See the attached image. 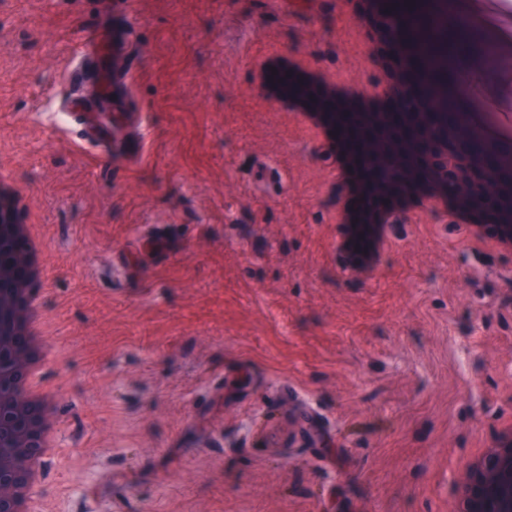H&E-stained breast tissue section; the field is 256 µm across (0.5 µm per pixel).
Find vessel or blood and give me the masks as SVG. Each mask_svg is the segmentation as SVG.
Masks as SVG:
<instances>
[{
	"label": "vessel or blood",
	"mask_w": 512,
	"mask_h": 512,
	"mask_svg": "<svg viewBox=\"0 0 512 512\" xmlns=\"http://www.w3.org/2000/svg\"><path fill=\"white\" fill-rule=\"evenodd\" d=\"M280 16L299 22L314 21L318 0H275ZM136 0H96L92 26L79 28L60 62L64 92L54 104L75 125L81 145L95 148L106 165L141 167L149 157L150 119L136 91V79L145 46L135 18ZM174 241L166 231L141 235L132 248L116 252V264L124 283L139 280L144 262L168 259ZM257 384V378L243 364L224 368L221 388L225 394L240 395ZM279 407L260 417L257 438L280 420H287L288 433L322 445L327 428L320 413L294 389L275 393Z\"/></svg>",
	"instance_id": "obj_1"
}]
</instances>
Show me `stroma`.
Listing matches in <instances>:
<instances>
[{
	"mask_svg": "<svg viewBox=\"0 0 512 512\" xmlns=\"http://www.w3.org/2000/svg\"><path fill=\"white\" fill-rule=\"evenodd\" d=\"M88 19L86 0H0V141L53 230L62 449L42 512H448L464 456L512 418V253L476 265L464 225L431 217L375 279L338 277L327 165L251 88L272 51L381 87L356 15L322 0L304 26L273 0H138L152 155L112 175L45 119ZM257 161L277 192L249 180ZM160 225L183 244L145 269L144 289L113 291L114 249ZM236 358L258 387L214 405ZM284 383L345 434L336 465L255 443Z\"/></svg>",
	"mask_w": 512,
	"mask_h": 512,
	"instance_id": "35a3bbf8",
	"label": "stroma"
}]
</instances>
